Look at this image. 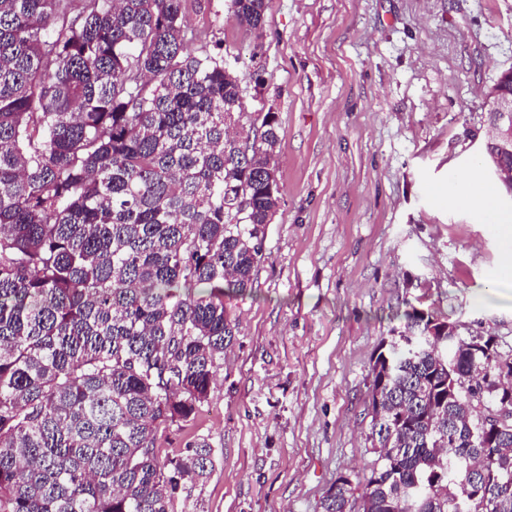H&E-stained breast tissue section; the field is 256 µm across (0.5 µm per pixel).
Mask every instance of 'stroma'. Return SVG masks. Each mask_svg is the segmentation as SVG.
<instances>
[{"label": "stroma", "instance_id": "obj_1", "mask_svg": "<svg viewBox=\"0 0 512 512\" xmlns=\"http://www.w3.org/2000/svg\"><path fill=\"white\" fill-rule=\"evenodd\" d=\"M230 0L185 20L233 60L249 124L274 113L280 205L208 405L167 447L207 438L214 469L174 512H321L366 479L370 368L406 313L494 337L512 356V239L453 196L483 165L487 93L512 68V0ZM231 8L240 25L251 31L262 29L265 0H231Z\"/></svg>", "mask_w": 512, "mask_h": 512}]
</instances>
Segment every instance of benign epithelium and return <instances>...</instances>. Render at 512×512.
I'll list each match as a JSON object with an SVG mask.
<instances>
[{
    "mask_svg": "<svg viewBox=\"0 0 512 512\" xmlns=\"http://www.w3.org/2000/svg\"><path fill=\"white\" fill-rule=\"evenodd\" d=\"M488 124L481 153L490 175L512 194V69L489 91Z\"/></svg>",
    "mask_w": 512,
    "mask_h": 512,
    "instance_id": "benign-epithelium-1",
    "label": "benign epithelium"
}]
</instances>
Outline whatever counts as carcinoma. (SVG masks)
Wrapping results in <instances>:
<instances>
[{
    "instance_id": "1",
    "label": "carcinoma",
    "mask_w": 512,
    "mask_h": 512,
    "mask_svg": "<svg viewBox=\"0 0 512 512\" xmlns=\"http://www.w3.org/2000/svg\"><path fill=\"white\" fill-rule=\"evenodd\" d=\"M184 2L0 0V512H173L214 468L207 438L158 437L224 370L278 136L231 128L241 79ZM231 8L262 29L265 0ZM406 318L370 369L379 457L322 512H512V415L487 420L512 358Z\"/></svg>"
}]
</instances>
